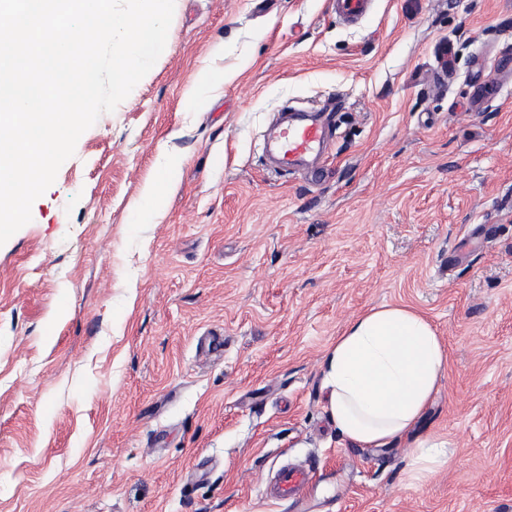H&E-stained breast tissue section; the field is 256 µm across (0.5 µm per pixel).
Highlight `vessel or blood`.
Here are the masks:
<instances>
[{
    "label": "vessel or blood",
    "instance_id": "obj_1",
    "mask_svg": "<svg viewBox=\"0 0 512 512\" xmlns=\"http://www.w3.org/2000/svg\"><path fill=\"white\" fill-rule=\"evenodd\" d=\"M370 8V0H332V9L337 18L346 23L362 19ZM326 132L314 118L294 116L277 120L263 136L264 155L275 157L276 170L291 172L319 156L325 145ZM310 479V470L305 466L281 468L263 487L266 498L284 501L299 496Z\"/></svg>",
    "mask_w": 512,
    "mask_h": 512
}]
</instances>
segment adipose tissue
<instances>
[{
	"label": "adipose tissue",
	"mask_w": 512,
	"mask_h": 512,
	"mask_svg": "<svg viewBox=\"0 0 512 512\" xmlns=\"http://www.w3.org/2000/svg\"><path fill=\"white\" fill-rule=\"evenodd\" d=\"M327 404L355 446L407 440L440 391L448 351L426 317L384 305L354 318L324 354Z\"/></svg>",
	"instance_id": "adipose-tissue-1"
}]
</instances>
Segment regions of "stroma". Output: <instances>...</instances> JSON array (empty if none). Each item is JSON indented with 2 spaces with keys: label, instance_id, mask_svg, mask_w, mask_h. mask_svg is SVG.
<instances>
[{
  "label": "stroma",
  "instance_id": "obj_1",
  "mask_svg": "<svg viewBox=\"0 0 512 512\" xmlns=\"http://www.w3.org/2000/svg\"><path fill=\"white\" fill-rule=\"evenodd\" d=\"M168 39L0 246V512H512V0L354 25L177 0ZM203 69L230 80L197 91ZM288 101L332 133L319 176L262 158ZM150 179L175 185L157 219ZM384 304L449 351L416 429L448 461L421 480L410 441L351 446L327 410V347ZM286 461L302 502L262 494Z\"/></svg>",
  "mask_w": 512,
  "mask_h": 512
}]
</instances>
